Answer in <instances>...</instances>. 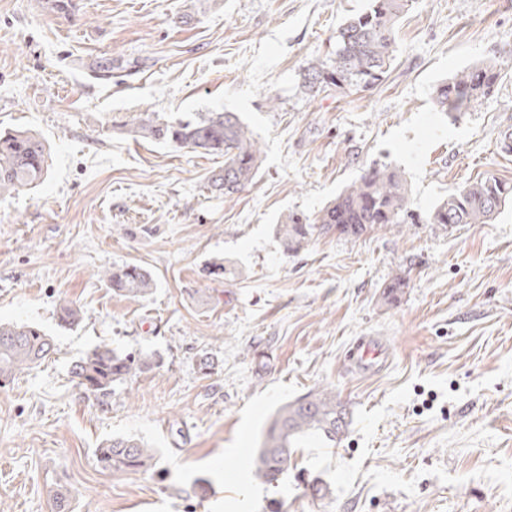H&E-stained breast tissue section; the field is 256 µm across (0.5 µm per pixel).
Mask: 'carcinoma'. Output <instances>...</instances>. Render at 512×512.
Here are the masks:
<instances>
[{"label": "carcinoma", "mask_w": 512, "mask_h": 512, "mask_svg": "<svg viewBox=\"0 0 512 512\" xmlns=\"http://www.w3.org/2000/svg\"><path fill=\"white\" fill-rule=\"evenodd\" d=\"M409 0H370L368 8L336 31L327 60L307 69L304 87L311 93L334 86L366 91L384 78L396 52L395 26L407 11ZM501 65L476 64L437 86V109L449 115L467 111L494 92ZM134 140H150L175 149L224 156V169L212 174V192L232 196L252 183L261 165V149L247 127L232 112H191L165 118L139 112L116 123ZM50 154L45 143L22 130L0 131V195L32 188L48 171ZM512 204V183L494 175L463 186L441 200L423 221L443 230L460 224H487L502 207ZM415 220L409 189L400 172L388 165L366 168L359 179L342 191L313 219L290 213L277 225L283 252L297 254L316 232L360 238L377 228ZM117 294L142 298L155 288L144 268L126 264L103 274ZM55 342L32 324L0 322V376H14L36 367L53 353ZM154 365L150 358L120 353L98 345L74 362L71 373L98 399L107 398L112 386ZM349 420L344 405L328 387H318L280 406L271 416L262 442L252 459L253 474L268 485H279L293 467L295 449L313 437L334 448ZM98 463L110 471H146L156 459V449L133 437H114L98 449Z\"/></svg>", "instance_id": "carcinoma-1"}]
</instances>
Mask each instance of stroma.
Segmentation results:
<instances>
[{
  "label": "stroma",
  "mask_w": 512,
  "mask_h": 512,
  "mask_svg": "<svg viewBox=\"0 0 512 512\" xmlns=\"http://www.w3.org/2000/svg\"><path fill=\"white\" fill-rule=\"evenodd\" d=\"M369 0H0V129L44 139L37 187L0 198V320L39 326L56 354L0 377V512H512V205L445 231L399 224L320 234L284 254L276 228L315 216L373 164L397 168L416 212L487 175L512 183V68L467 112L441 81L512 59V0H411L373 89L308 94L303 74ZM233 112L262 151L231 197L220 157L135 141L113 117ZM221 260L227 275L204 269ZM136 264L130 299L104 271ZM409 285L382 298L395 276ZM70 301L78 325L60 327ZM373 336L379 372L346 359ZM109 345L159 365L100 402L72 364ZM333 387L342 442H303L279 487L251 471L282 404ZM116 436L158 454L146 472L97 461ZM320 476L329 498L303 480ZM103 280L117 294L132 298L145 297L155 288L152 275L134 264L112 267V270H107L103 274Z\"/></svg>",
  "instance_id": "1"
}]
</instances>
